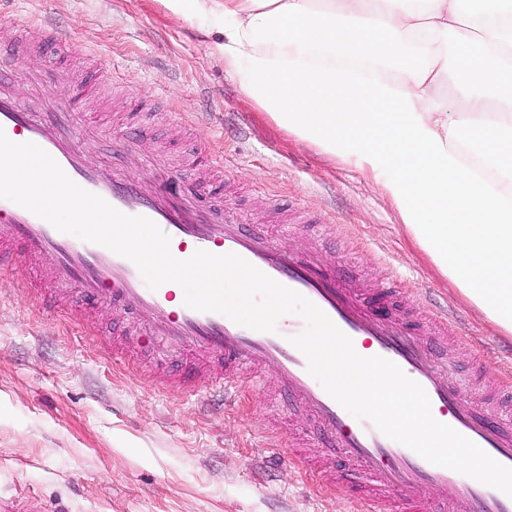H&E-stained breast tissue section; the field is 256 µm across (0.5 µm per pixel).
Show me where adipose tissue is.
<instances>
[{
  "label": "adipose tissue",
  "instance_id": "adipose-tissue-1",
  "mask_svg": "<svg viewBox=\"0 0 512 512\" xmlns=\"http://www.w3.org/2000/svg\"><path fill=\"white\" fill-rule=\"evenodd\" d=\"M161 2L201 21L279 127L371 177L438 271L512 333V0Z\"/></svg>",
  "mask_w": 512,
  "mask_h": 512
}]
</instances>
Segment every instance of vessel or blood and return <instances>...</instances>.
Instances as JSON below:
<instances>
[{"label": "vessel or blood", "instance_id": "1", "mask_svg": "<svg viewBox=\"0 0 512 512\" xmlns=\"http://www.w3.org/2000/svg\"><path fill=\"white\" fill-rule=\"evenodd\" d=\"M0 130L15 143L31 142L45 150L68 177L120 212L152 220L170 238L180 260L196 251L234 253L278 283L319 307L364 357L396 363L420 384L441 423L477 444L504 466L512 467V378L492 383L498 400L477 414L454 383L436 366L417 340L418 328L387 312L391 283H379L367 295L344 287L335 271L322 269L292 248L287 240L263 241L242 225L220 223L216 214L180 200L177 181L150 191L135 177H117L112 169L87 163L79 146L82 129L61 128L13 96L0 94ZM54 258L49 271L60 297L73 309L110 304L131 307L146 329L161 342L195 355L199 365L214 368L197 393L224 397L262 387L259 377L241 381L240 369L275 365L291 398L319 419L328 444L356 466L343 474L328 463L317 470L322 484L358 503L357 512H381L398 502L404 512H512V497L452 469L425 460L385 436L372 421L346 411L307 371V360L290 339L305 328L296 314L282 316L275 331L236 324L224 315L175 304L170 284L150 288L128 259L95 243L63 233L20 205L0 198V267L22 268L44 255ZM428 335L448 334V308L429 305Z\"/></svg>", "mask_w": 512, "mask_h": 512}]
</instances>
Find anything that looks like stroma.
Listing matches in <instances>:
<instances>
[{
    "mask_svg": "<svg viewBox=\"0 0 512 512\" xmlns=\"http://www.w3.org/2000/svg\"><path fill=\"white\" fill-rule=\"evenodd\" d=\"M52 15L67 50L21 43L6 88L35 110L56 92L88 115L80 144L90 163L147 183L174 178L205 196L223 181L225 220L296 240L351 285L397 281L404 300L451 304L457 333L436 360L473 398L476 351L512 334L481 316L410 239L378 187L279 128L224 71L197 22L159 0H0L13 15ZM196 122L166 120L172 111ZM223 165L208 164L212 151ZM157 162L141 167L144 156ZM168 352L131 315L109 305L73 319L49 282L0 269V499L36 498L43 512H351L295 462L271 461L275 436L314 441L319 423L281 397L273 368L264 393L218 412L203 395L155 379L177 376Z\"/></svg>",
    "mask_w": 512,
    "mask_h": 512,
    "instance_id": "stroma-1",
    "label": "stroma"
}]
</instances>
